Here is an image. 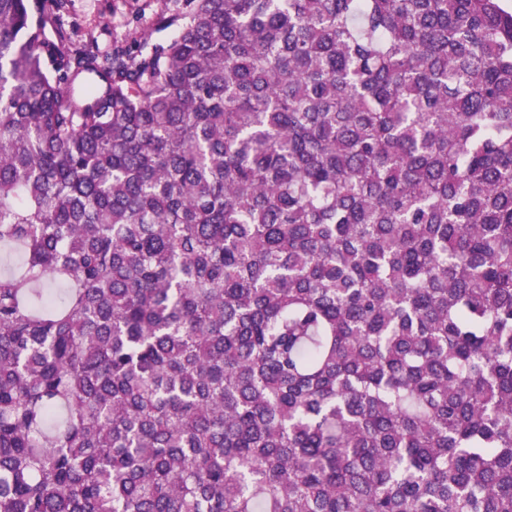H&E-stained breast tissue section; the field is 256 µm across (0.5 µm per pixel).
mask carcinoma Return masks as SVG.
I'll return each instance as SVG.
<instances>
[{
    "label": "carcinoma",
    "mask_w": 512,
    "mask_h": 512,
    "mask_svg": "<svg viewBox=\"0 0 512 512\" xmlns=\"http://www.w3.org/2000/svg\"><path fill=\"white\" fill-rule=\"evenodd\" d=\"M0 0V512H512V11ZM170 0H68L62 20L73 39L103 50L119 42L134 53L145 40L170 38L171 29L155 32V17Z\"/></svg>",
    "instance_id": "1"
}]
</instances>
